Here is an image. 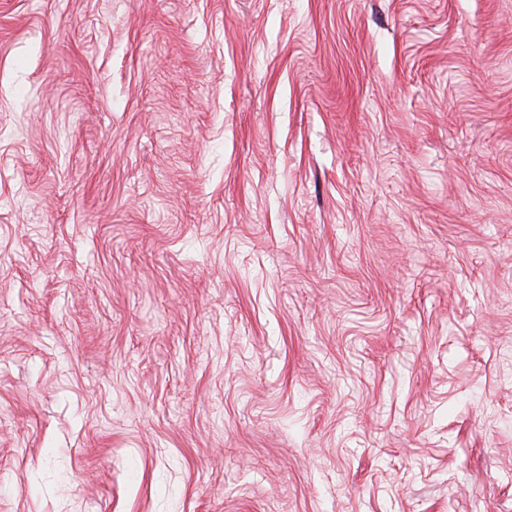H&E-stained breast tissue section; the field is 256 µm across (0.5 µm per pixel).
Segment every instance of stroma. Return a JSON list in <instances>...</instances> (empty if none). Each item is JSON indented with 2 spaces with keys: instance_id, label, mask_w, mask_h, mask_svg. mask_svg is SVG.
Segmentation results:
<instances>
[{
  "instance_id": "obj_1",
  "label": "stroma",
  "mask_w": 512,
  "mask_h": 512,
  "mask_svg": "<svg viewBox=\"0 0 512 512\" xmlns=\"http://www.w3.org/2000/svg\"><path fill=\"white\" fill-rule=\"evenodd\" d=\"M0 512H512V0H0Z\"/></svg>"
}]
</instances>
